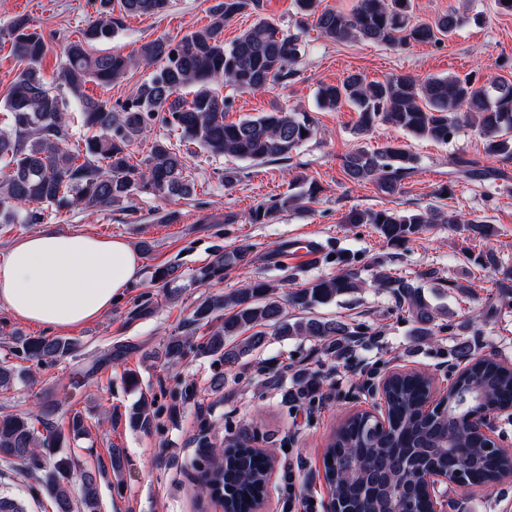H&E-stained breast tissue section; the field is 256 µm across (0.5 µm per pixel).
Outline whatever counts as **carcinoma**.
<instances>
[{"label":"carcinoma","mask_w":512,"mask_h":512,"mask_svg":"<svg viewBox=\"0 0 512 512\" xmlns=\"http://www.w3.org/2000/svg\"><path fill=\"white\" fill-rule=\"evenodd\" d=\"M322 0H295L301 21L297 31L286 33L263 16V0H217L210 9V23L181 38H157L143 44L138 58L119 52L92 54L87 44L110 40L131 15H158L171 0H94L96 18L82 39L63 49L53 87L45 82L41 66L48 47L27 16L16 17L7 35L25 67L13 80L4 100L11 131L0 133V162L7 169L0 193V223L41 224L48 208L82 207L120 209L132 206L140 193L161 198L187 199L196 194L195 183L186 173V162L165 138H156L140 172L129 163V147L160 124L214 158L234 157L252 162L286 161L317 134L306 111L275 108L236 123L224 122L227 101L222 88L242 93L264 91L294 74L293 66L304 50L303 23H311L328 40H365L390 47L410 43H435L459 27L456 10L432 22H411V0H357L346 14L320 8ZM257 16L254 24L230 44L224 43V26L244 13ZM158 65L150 77L136 85L126 99L112 106L106 99L86 93V83L106 88L125 77L139 64ZM319 105L337 110L345 105L358 112L356 134L364 137L379 124H388L416 139L448 143L460 129L468 127L483 140L485 154L512 160V81L495 80L489 85L456 75L415 77L393 74L383 81H368L361 74L327 84L318 93ZM78 108L88 132L84 146H72L66 112ZM418 158L397 141L370 150L355 147L341 157L345 177L353 183L372 182L385 194L401 192L403 181L416 169ZM459 172L471 181L488 183L495 192H512L505 173L475 161H457ZM318 188L308 185L299 194L276 201H260L250 209V224H268L275 214L312 199ZM348 224H371L388 244L412 241L431 224H446L467 236L489 239L496 227L486 221H470L455 211L407 209L354 210ZM250 252L243 245L231 256L220 258L203 274L224 269ZM373 282L394 296L418 336L434 335L438 310L412 279L397 276L385 265H374ZM282 283L255 279L228 295L210 296L192 311L187 329L168 338L156 358L165 364L181 359L191 348L188 335L196 325H207L217 313L229 316L198 347L202 355L217 356L224 365L236 366L250 352L274 336L334 337L344 345L355 335L335 320L318 318L290 321L280 301ZM359 288L358 273L346 269L330 278H317L305 288L288 293L289 304L307 310L326 304ZM250 332L245 340L235 338ZM77 343L69 338L25 337L17 347L26 360L57 364L71 356ZM478 384L490 407L512 404V369L490 357L477 358L458 390ZM426 378L411 373L396 378L388 389L387 427L376 431L361 415L347 418L336 430L324 454V478L331 497L349 512H403L408 491L414 492L415 508L425 512L428 503L421 489V475L429 467L453 472L448 442L468 448L466 463L480 484L494 483L499 461L485 448L477 431L442 415L424 418L417 412ZM134 430L147 431L153 424L147 402L142 399L128 413ZM86 431L84 417H69L68 433L46 426L41 415L0 413V462L4 470L41 473V484L55 512H72L70 488L75 462L60 456L66 436ZM266 457L251 448L224 449V462L203 471L211 494L224 497L229 491L232 512H253L264 493ZM82 505L98 512L95 474H80Z\"/></svg>","instance_id":"carcinoma-1"}]
</instances>
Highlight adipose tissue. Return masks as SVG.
<instances>
[{
	"label": "adipose tissue",
	"mask_w": 512,
	"mask_h": 512,
	"mask_svg": "<svg viewBox=\"0 0 512 512\" xmlns=\"http://www.w3.org/2000/svg\"><path fill=\"white\" fill-rule=\"evenodd\" d=\"M125 240L46 228L0 258V304L17 318L55 330L101 318L140 275Z\"/></svg>",
	"instance_id": "obj_1"
}]
</instances>
